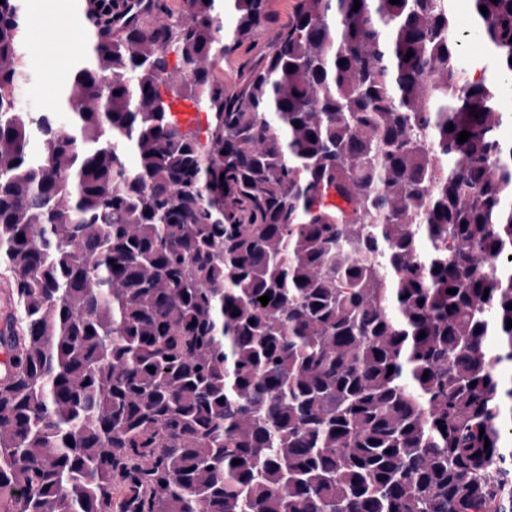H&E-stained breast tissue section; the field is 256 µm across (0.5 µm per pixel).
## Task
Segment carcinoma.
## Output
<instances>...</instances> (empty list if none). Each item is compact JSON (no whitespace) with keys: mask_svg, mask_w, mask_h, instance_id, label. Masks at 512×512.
Segmentation results:
<instances>
[{"mask_svg":"<svg viewBox=\"0 0 512 512\" xmlns=\"http://www.w3.org/2000/svg\"><path fill=\"white\" fill-rule=\"evenodd\" d=\"M470 4L476 59L452 0H296L229 90L267 0H138L63 123L0 3V512H512V0ZM295 1L268 0L267 9L273 17V22L254 32L233 55L219 65L217 74L224 79V84L233 86L237 81V71L241 64L246 59L253 58L255 53L268 50L273 45L278 29L292 15Z\"/></svg>","mask_w":512,"mask_h":512,"instance_id":"carcinoma-1","label":"carcinoma"}]
</instances>
